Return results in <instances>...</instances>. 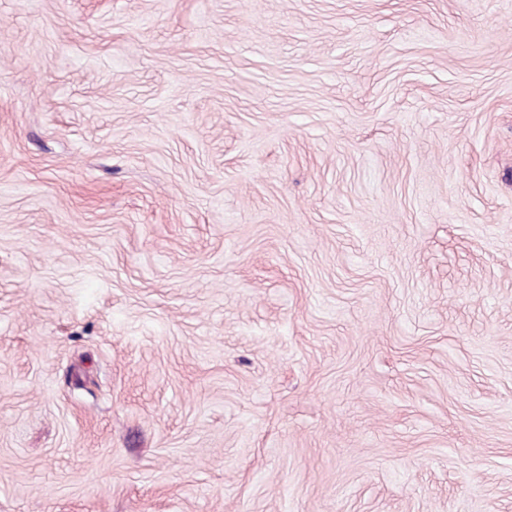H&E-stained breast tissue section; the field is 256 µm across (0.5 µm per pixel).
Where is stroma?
Here are the masks:
<instances>
[{
  "label": "stroma",
  "mask_w": 512,
  "mask_h": 512,
  "mask_svg": "<svg viewBox=\"0 0 512 512\" xmlns=\"http://www.w3.org/2000/svg\"><path fill=\"white\" fill-rule=\"evenodd\" d=\"M0 512H512V0H0Z\"/></svg>",
  "instance_id": "35a3bbf8"
}]
</instances>
